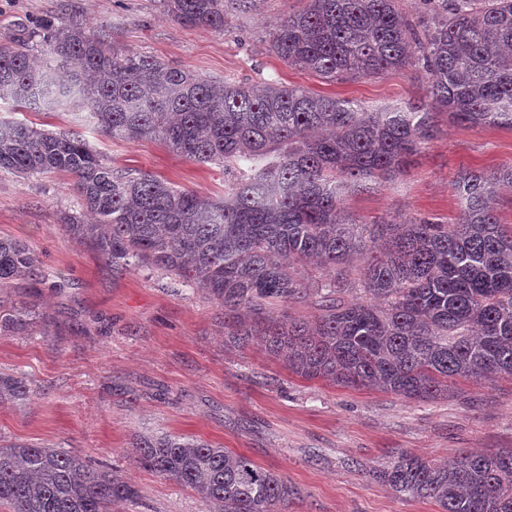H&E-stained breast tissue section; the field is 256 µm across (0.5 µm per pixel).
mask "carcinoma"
<instances>
[{"label":"carcinoma","mask_w":512,"mask_h":512,"mask_svg":"<svg viewBox=\"0 0 512 512\" xmlns=\"http://www.w3.org/2000/svg\"><path fill=\"white\" fill-rule=\"evenodd\" d=\"M259 0H164L187 26L221 31ZM271 50L327 81L420 63L428 100L375 111L275 83L215 84L153 56L123 54L76 21L42 34L44 62L0 46V101L54 112L83 109L113 139L162 142L198 163L249 170L224 198L178 190L147 172L109 165L79 135L0 119V171H53L74 179L95 220L65 224L122 275L135 266L174 275L224 308V345L258 337L305 379L373 387L424 400L458 378L512 376V225L495 214L512 167L469 171L456 182L455 224L359 227L341 217L346 194L404 172L434 136L433 115L512 129V0H441L418 32L397 0H306L275 23ZM359 258L375 299L340 293ZM319 262L314 321L263 316L262 301L297 297L299 269ZM45 279L23 241L0 237V288ZM23 378L0 374V400L24 401ZM136 462L194 490L216 512H284L290 490L245 455L188 437L141 434ZM374 478L441 512H512V451L460 453L447 466L401 452ZM136 487L62 448L0 444V504L10 512H112Z\"/></svg>","instance_id":"carcinoma-1"}]
</instances>
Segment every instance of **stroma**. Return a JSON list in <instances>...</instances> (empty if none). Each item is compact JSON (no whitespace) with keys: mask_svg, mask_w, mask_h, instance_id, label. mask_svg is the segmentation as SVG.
I'll list each match as a JSON object with an SVG mask.
<instances>
[{"mask_svg":"<svg viewBox=\"0 0 512 512\" xmlns=\"http://www.w3.org/2000/svg\"><path fill=\"white\" fill-rule=\"evenodd\" d=\"M305 0H261L229 17L223 31L186 26L161 0H0V45L28 44L41 58L44 22L86 23L126 54L156 57L212 81L278 83L367 109L426 99L420 67L328 82L288 67L271 50L274 23ZM0 115L80 134L113 167L145 171L178 189L223 195L222 167L171 153L163 144L107 137L83 115L36 105ZM512 167V129L460 126L447 113L406 171L346 196L359 224L455 223L456 181L465 171ZM71 177L0 172V236L26 242L48 278L0 290V373L23 377V404L0 403V442L51 444L112 471L140 492L119 512H210L192 490L136 463L135 435L167 433L223 446L280 476L287 512H440L430 500L393 492L374 471L410 452L448 461L462 452L512 449V378L456 380L427 401L373 388L306 380L259 341L225 346L222 308L173 275L144 267L122 277L90 242L64 229L81 213Z\"/></svg>","mask_w":512,"mask_h":512,"instance_id":"obj_1","label":"stroma"}]
</instances>
